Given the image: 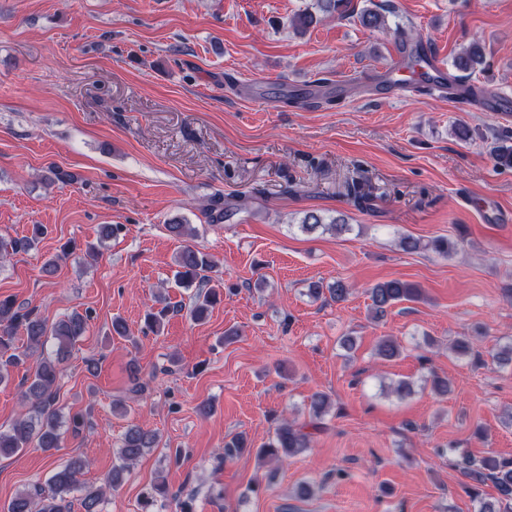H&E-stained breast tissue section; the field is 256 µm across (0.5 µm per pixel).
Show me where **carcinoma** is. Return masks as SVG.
<instances>
[{
    "mask_svg": "<svg viewBox=\"0 0 512 512\" xmlns=\"http://www.w3.org/2000/svg\"><path fill=\"white\" fill-rule=\"evenodd\" d=\"M457 70L473 74L476 70H485V60L479 43L469 45L462 55L454 60ZM302 230L310 232L318 228L338 234L351 230V225L344 224L339 219L325 223L324 218L314 212L306 214L300 224ZM44 224L32 225L30 234L16 237L0 244V257L10 254L28 252L36 247L47 234ZM401 249L408 253L432 251L445 257L453 256L459 243L448 238H437L423 242L411 236L400 239ZM75 247L65 244L61 253L48 259L42 266L41 272L46 277H53L59 269L60 261L74 253ZM177 272L175 285L178 288L195 287L196 293L190 308V314L196 321L204 320L210 308L220 301V290L210 288L208 284L216 271L217 263L209 255L186 245L175 258ZM329 294L330 299L343 301L350 294L348 285L337 280L323 286L315 282L310 288V295L320 298ZM371 308L376 315L382 316L386 310L397 302L416 301L421 298L422 290L415 284L399 279L378 283L368 290ZM169 306L146 313L145 324L153 332L160 330ZM89 329V316L73 312L49 325L31 310H26L16 304L15 300L0 298V384L9 380L12 369L24 368L27 375L24 379L26 388L23 398L30 404V415L18 420L7 431L0 430V455H12L33 446L46 452L62 446L63 424H69L72 434H78L85 426L82 416H74L64 420L62 409L58 406L57 387L60 375V364L71 355L76 342ZM23 332L26 338V348L15 347V335ZM55 344L54 358H35L48 339ZM454 354L461 358H479L474 351L472 342L467 337L455 340L451 345ZM377 354L387 360L402 354L401 345L391 337L380 340ZM330 411L328 397L316 392L309 404V420L299 423L286 418L277 422L272 435L259 448H253L251 442L242 435H235L224 443L226 460H232L245 453L256 452L257 457L270 463H282L311 447L315 434L323 431L324 419ZM156 434L140 426H130L124 432L117 455L120 464L112 469L107 477L105 487L99 489L83 488L79 475L88 466L82 457L70 459L65 465L57 468L43 484L33 486L29 490L17 493L4 507L3 512H74L71 494L80 491V505L83 512H101L99 506L105 489L119 488L125 473L136 463L145 451L155 446ZM457 448L448 445V454L456 455ZM458 456V455H456ZM454 466L471 480L464 485L466 493L476 503L478 512H512V461L496 456H485L476 459L463 453L454 461ZM491 481L497 490L498 498L493 501L481 497L479 486ZM169 496L165 482H155L144 493L141 506L142 512H158L157 505Z\"/></svg>",
    "mask_w": 512,
    "mask_h": 512,
    "instance_id": "1",
    "label": "carcinoma"
}]
</instances>
